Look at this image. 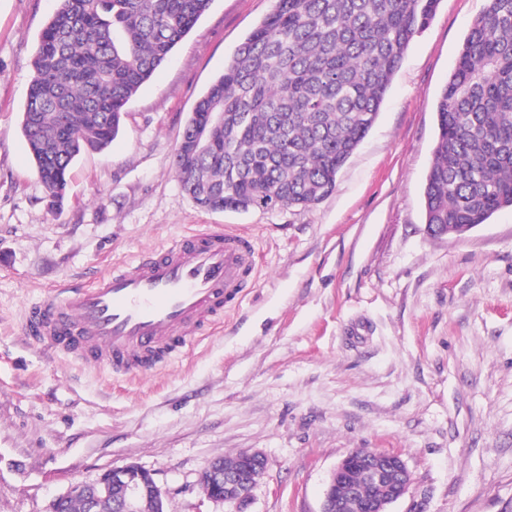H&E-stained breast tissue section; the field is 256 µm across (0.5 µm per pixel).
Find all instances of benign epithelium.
I'll list each match as a JSON object with an SVG mask.
<instances>
[{
	"mask_svg": "<svg viewBox=\"0 0 512 512\" xmlns=\"http://www.w3.org/2000/svg\"><path fill=\"white\" fill-rule=\"evenodd\" d=\"M244 463L224 467V459L214 458L205 466L201 481L208 486L206 499L240 503L247 500L265 469L262 456L244 453ZM411 473L400 454L358 450L342 459L332 470L320 512H390L389 506L408 490ZM371 489L369 499L361 495ZM112 492V512H165L164 497L153 475L128 464L105 471L92 483H78L50 502L57 508L75 494L95 507L100 490Z\"/></svg>",
	"mask_w": 512,
	"mask_h": 512,
	"instance_id": "7a95c632",
	"label": "benign epithelium"
}]
</instances>
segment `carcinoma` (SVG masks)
Returning <instances> with one entry per match:
<instances>
[{
    "label": "carcinoma",
    "instance_id": "cac0c4a2",
    "mask_svg": "<svg viewBox=\"0 0 512 512\" xmlns=\"http://www.w3.org/2000/svg\"><path fill=\"white\" fill-rule=\"evenodd\" d=\"M212 0H58L43 27L21 127L52 206L74 160L117 136L125 106ZM439 0H273L197 101L174 158L202 208H305L336 187ZM211 112L224 123L207 122ZM425 223L465 233L512 207V0H486L436 105ZM206 127L209 150L195 154ZM62 512L89 509L72 498Z\"/></svg>",
    "mask_w": 512,
    "mask_h": 512
}]
</instances>
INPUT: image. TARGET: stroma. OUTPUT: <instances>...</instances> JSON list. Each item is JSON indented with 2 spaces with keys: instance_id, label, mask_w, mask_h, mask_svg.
Wrapping results in <instances>:
<instances>
[{
  "instance_id": "obj_1",
  "label": "stroma",
  "mask_w": 512,
  "mask_h": 512,
  "mask_svg": "<svg viewBox=\"0 0 512 512\" xmlns=\"http://www.w3.org/2000/svg\"><path fill=\"white\" fill-rule=\"evenodd\" d=\"M484 5L440 0L330 195L243 212L196 206L173 161L271 0H212L110 146L74 162L58 209L21 131L57 0H0V512H47L131 463L166 512H320L330 472L358 449L399 453L410 470L391 512H512V208L441 238L423 208L436 103ZM214 224L252 240L257 281L150 373L23 339L29 308L59 285ZM240 452L265 460L251 497L205 500L207 463Z\"/></svg>"
}]
</instances>
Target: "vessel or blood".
Returning <instances> with one entry per match:
<instances>
[{"mask_svg": "<svg viewBox=\"0 0 512 512\" xmlns=\"http://www.w3.org/2000/svg\"><path fill=\"white\" fill-rule=\"evenodd\" d=\"M253 253L246 236L225 228L181 236L32 306L24 332L116 375L150 372L254 286Z\"/></svg>", "mask_w": 512, "mask_h": 512, "instance_id": "1", "label": "vessel or blood"}]
</instances>
